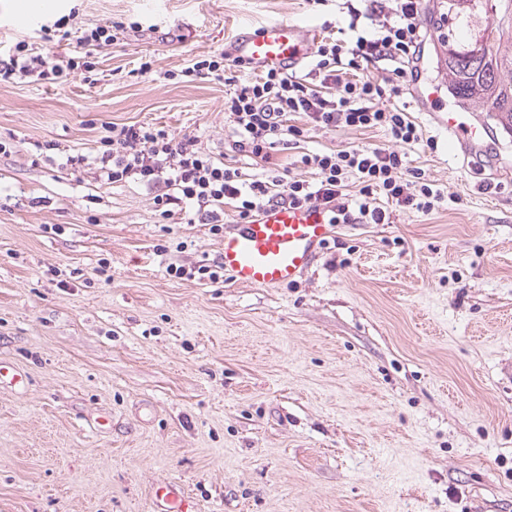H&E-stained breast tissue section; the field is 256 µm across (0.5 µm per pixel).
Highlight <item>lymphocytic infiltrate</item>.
I'll list each match as a JSON object with an SVG mask.
<instances>
[{
  "label": "lymphocytic infiltrate",
  "instance_id": "lymphocytic-infiltrate-1",
  "mask_svg": "<svg viewBox=\"0 0 512 512\" xmlns=\"http://www.w3.org/2000/svg\"><path fill=\"white\" fill-rule=\"evenodd\" d=\"M420 16L421 0H378L364 16L373 33L359 32L363 16L352 13L349 28L356 31L355 40L322 39L311 58L310 78L268 69L252 80L233 79L224 93L225 116L233 127L229 148L258 167L257 177L244 178L239 167L213 156L198 137L137 124L112 127L95 159L71 155L66 164L77 171L92 162L109 183L140 185L159 216L191 208L198 223L210 225L216 235L224 229V205L246 223L278 199L321 206L334 225L386 224L394 206L431 214L442 199L440 191L422 169L408 167L397 150L422 142L421 128L407 109L373 106L382 88L360 75L364 67L385 61L397 77H417L424 53ZM81 67L76 57L59 66L21 40L8 61L0 60V77L35 75L59 83L65 71ZM339 129L382 132L395 146H334L303 153L301 164L317 176L313 183L280 172L278 145L300 140L310 130Z\"/></svg>",
  "mask_w": 512,
  "mask_h": 512
}]
</instances>
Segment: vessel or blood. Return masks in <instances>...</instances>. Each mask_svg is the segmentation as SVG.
Listing matches in <instances>:
<instances>
[{
    "mask_svg": "<svg viewBox=\"0 0 512 512\" xmlns=\"http://www.w3.org/2000/svg\"><path fill=\"white\" fill-rule=\"evenodd\" d=\"M318 43L314 28L287 21L241 27L227 50L230 60L261 71L297 70L313 55ZM414 97L432 111L447 145L481 138L466 113L440 105L437 91L415 86ZM325 211L317 206L272 202L250 222L225 232L220 260L235 284L276 288L307 273L332 233ZM154 512H196L190 495L178 483L165 481L154 494Z\"/></svg>",
    "mask_w": 512,
    "mask_h": 512,
    "instance_id": "b4317fda",
    "label": "vessel or blood"
}]
</instances>
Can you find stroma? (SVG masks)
Returning a JSON list of instances; mask_svg holds the SVG:
<instances>
[{"label": "stroma", "mask_w": 512, "mask_h": 512, "mask_svg": "<svg viewBox=\"0 0 512 512\" xmlns=\"http://www.w3.org/2000/svg\"><path fill=\"white\" fill-rule=\"evenodd\" d=\"M19 3L0 0V58L24 40L93 68L0 82V361L28 379L0 385V512H152L163 481L198 512H512V136L472 112L482 144L451 152L411 89L383 94L422 129L405 153L442 193L432 214L339 225L281 288L178 279L221 236L67 155H97L112 123L223 155L225 86L182 69L245 23L349 39L340 0H50L28 28ZM438 20L423 82L444 97ZM117 21L113 44H80ZM364 142L390 139L316 130L281 156L311 182L300 153Z\"/></svg>", "instance_id": "1"}]
</instances>
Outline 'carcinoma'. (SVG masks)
<instances>
[{"label":"carcinoma","mask_w":512,"mask_h":512,"mask_svg":"<svg viewBox=\"0 0 512 512\" xmlns=\"http://www.w3.org/2000/svg\"><path fill=\"white\" fill-rule=\"evenodd\" d=\"M490 11L500 19L475 30L466 43L448 31V91L460 107L485 112L512 132V50L504 49L512 33V0H448V14L457 19Z\"/></svg>","instance_id":"cac0c4a2"}]
</instances>
